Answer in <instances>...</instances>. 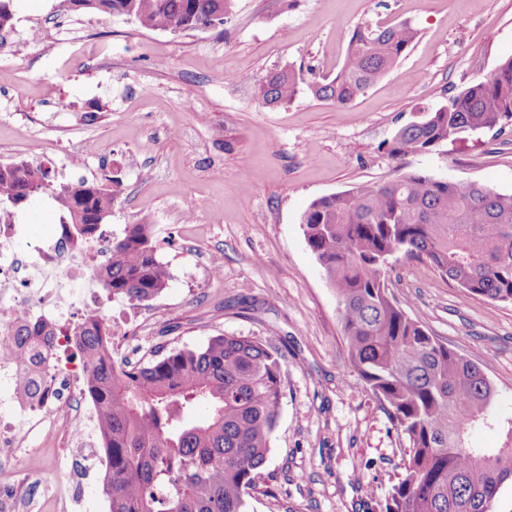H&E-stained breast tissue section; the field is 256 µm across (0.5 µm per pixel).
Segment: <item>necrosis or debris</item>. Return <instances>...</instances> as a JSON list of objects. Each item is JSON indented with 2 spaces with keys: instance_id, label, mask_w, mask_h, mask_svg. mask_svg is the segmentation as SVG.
<instances>
[{
  "instance_id": "4bbe7bcc",
  "label": "necrosis or debris",
  "mask_w": 512,
  "mask_h": 512,
  "mask_svg": "<svg viewBox=\"0 0 512 512\" xmlns=\"http://www.w3.org/2000/svg\"><path fill=\"white\" fill-rule=\"evenodd\" d=\"M26 231V225H8L6 242L0 245V329L10 330L21 316L44 317L59 326L55 344H66L70 330L87 312L103 310L102 302L83 300L85 289L92 285L88 267L95 249H73L57 224L34 246V259L23 262L12 242ZM41 369L45 386L40 398L25 399L18 391L20 363L0 355V388L5 391L0 400V470L11 467V449L21 447L41 425L66 434L76 460L94 468L102 466L104 459L95 441L79 425L80 419L94 415L81 389L84 366L64 369L51 357Z\"/></svg>"
}]
</instances>
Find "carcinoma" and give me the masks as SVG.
Masks as SVG:
<instances>
[{
	"label": "carcinoma",
	"mask_w": 512,
	"mask_h": 512,
	"mask_svg": "<svg viewBox=\"0 0 512 512\" xmlns=\"http://www.w3.org/2000/svg\"><path fill=\"white\" fill-rule=\"evenodd\" d=\"M235 0H60L73 13L101 12L149 30L181 33L224 24ZM417 31L400 22L359 26L332 79L304 83L293 68L269 72L259 97L270 108L301 88L318 100L349 105L395 66ZM512 122V59L379 149L392 158L426 153L452 139L502 132ZM52 194L66 240L84 249L97 238L123 192L118 177L51 184L49 170L24 161L0 165V224L14 210ZM82 214V223L75 215ZM305 239L336 291L347 355L358 376L405 435L401 472L385 512H492L512 483V429L494 455L468 433L492 419L495 389L472 360L430 335L389 293L391 258L427 260L461 297L512 303V194L406 172L313 201L302 216ZM150 226L129 224L93 265L114 299L148 301L170 273L156 257ZM95 313L72 330L85 359L86 392L108 455L103 490L110 512H247L270 451L282 401L278 350L242 336L217 335L201 349L175 350L147 364L118 365ZM52 322L24 318L0 339V353L31 367L20 379L42 392L40 366ZM204 409L197 420L182 415Z\"/></svg>",
	"instance_id": "obj_1"
}]
</instances>
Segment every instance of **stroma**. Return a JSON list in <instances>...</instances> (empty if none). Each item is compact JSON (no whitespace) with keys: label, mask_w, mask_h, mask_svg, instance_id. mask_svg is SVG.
Wrapping results in <instances>:
<instances>
[{"label":"stroma","mask_w":512,"mask_h":512,"mask_svg":"<svg viewBox=\"0 0 512 512\" xmlns=\"http://www.w3.org/2000/svg\"><path fill=\"white\" fill-rule=\"evenodd\" d=\"M58 0H13L0 56V163L24 159L56 182L119 176L104 228L150 225L167 288L112 303V356L199 349L247 336L281 355L278 427L247 512H381L407 441L345 352L336 292L301 219L318 198L419 171L512 194V125L400 159L382 142L512 59V0H236L221 25L178 35ZM405 21L417 38L352 105L301 92L268 108L257 89L289 65L334 76L357 26ZM46 195L16 209L32 237L59 223ZM389 288L412 319L476 362L496 390L469 437L496 452L512 428V303L460 299L425 260L399 258ZM67 440L38 433L15 454L19 512H109L103 476L67 463ZM44 474L43 488L21 479Z\"/></svg>","instance_id":"1"}]
</instances>
